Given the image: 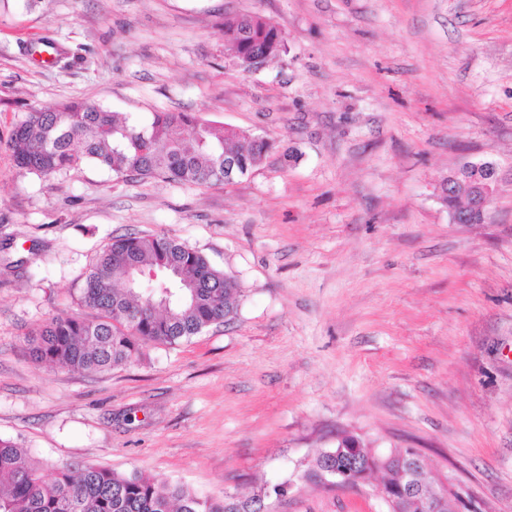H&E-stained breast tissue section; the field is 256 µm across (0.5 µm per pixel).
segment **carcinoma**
Listing matches in <instances>:
<instances>
[{
  "instance_id": "carcinoma-1",
  "label": "carcinoma",
  "mask_w": 512,
  "mask_h": 512,
  "mask_svg": "<svg viewBox=\"0 0 512 512\" xmlns=\"http://www.w3.org/2000/svg\"><path fill=\"white\" fill-rule=\"evenodd\" d=\"M224 41L234 58L275 57L285 51L279 29L259 15L224 18ZM246 138L224 126L203 121L191 112L152 113L146 122L109 112L87 102L55 109H33L16 124L10 147L16 167L50 175L84 161L116 174L163 178L197 185L224 184V159L234 158L239 175L258 166L271 145ZM156 275L150 288L130 285ZM235 283L197 250L164 235L112 238L90 267L83 303L96 310L92 320L57 316L30 339L40 362L105 372L130 363L147 344L174 345L200 334L213 323L237 313ZM333 464L360 459L366 471H387L384 487L397 488L400 474L367 448H333ZM418 501L410 512H429L428 501L439 488L435 479L417 473ZM261 488L242 498L226 492L216 500L181 485L164 493L158 480L141 473L124 474L91 464L69 463L45 479L13 440L0 437V512H255Z\"/></svg>"
}]
</instances>
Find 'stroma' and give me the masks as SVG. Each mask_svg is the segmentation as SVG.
Wrapping results in <instances>:
<instances>
[{"mask_svg":"<svg viewBox=\"0 0 512 512\" xmlns=\"http://www.w3.org/2000/svg\"><path fill=\"white\" fill-rule=\"evenodd\" d=\"M277 24L247 71L225 16ZM161 110L272 145L234 183L44 176L9 147L35 108ZM496 164L477 224L436 193ZM162 234L242 290L234 319L100 373L27 338L94 318L112 236ZM417 449L458 512H512V0H0V436L44 477L84 462L214 499L289 484L276 512H388L305 474L342 435Z\"/></svg>","mask_w":512,"mask_h":512,"instance_id":"stroma-1","label":"stroma"}]
</instances>
